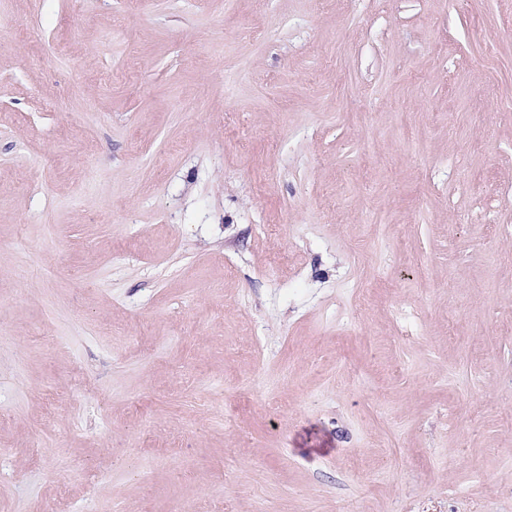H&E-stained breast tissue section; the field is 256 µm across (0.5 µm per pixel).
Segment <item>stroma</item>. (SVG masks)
Segmentation results:
<instances>
[{"label":"stroma","instance_id":"35a3bbf8","mask_svg":"<svg viewBox=\"0 0 512 512\" xmlns=\"http://www.w3.org/2000/svg\"><path fill=\"white\" fill-rule=\"evenodd\" d=\"M219 504L512 512V0H0V512Z\"/></svg>","mask_w":512,"mask_h":512}]
</instances>
